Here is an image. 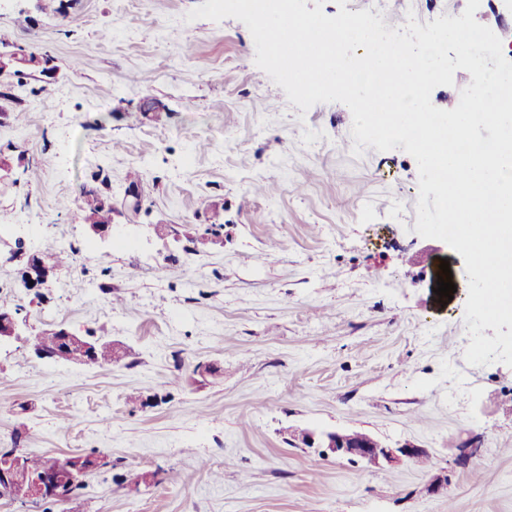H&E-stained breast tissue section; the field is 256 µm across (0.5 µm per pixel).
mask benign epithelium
Listing matches in <instances>:
<instances>
[{"label":"benign epithelium","instance_id":"1","mask_svg":"<svg viewBox=\"0 0 512 512\" xmlns=\"http://www.w3.org/2000/svg\"><path fill=\"white\" fill-rule=\"evenodd\" d=\"M34 64L39 72L50 75L55 71L51 56L22 50L0 49V75L24 74L23 67ZM49 279V267L40 256H28L22 270V287L28 292H40ZM22 320L19 312L0 308V342L21 336ZM51 335L60 337L57 344L34 349L37 357L53 361L67 362L75 349L88 355L93 354L97 341L56 326ZM295 445L305 448H323L339 457L363 461L375 467L395 466L413 461L426 455V449L412 443L390 445L362 432L327 431L316 432L309 429L293 433ZM24 453L15 452L0 458V480L5 482L11 495L24 502H39L46 499L70 500L74 498L73 488L81 484L83 477L101 469L103 460L97 456L76 455L69 463L51 459L40 473L33 477L25 469Z\"/></svg>","mask_w":512,"mask_h":512}]
</instances>
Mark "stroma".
Here are the masks:
<instances>
[{"instance_id": "1", "label": "stroma", "mask_w": 512, "mask_h": 512, "mask_svg": "<svg viewBox=\"0 0 512 512\" xmlns=\"http://www.w3.org/2000/svg\"><path fill=\"white\" fill-rule=\"evenodd\" d=\"M204 2L65 0L49 16L40 0H0L14 46L56 66L0 76L18 107L0 147L22 157L0 186V256L47 239L84 253L39 298L0 279V307L24 320L0 344V448L111 462L70 502L0 497V512H512V367L464 358L468 275L415 231V159L354 156L347 107L289 102L242 22L187 21ZM148 98L164 123L142 112ZM201 140L211 148L199 154ZM133 168L140 213L90 239L84 188L123 206ZM216 221L223 244L200 252L154 229L192 236ZM444 260L456 286L445 304ZM59 324L106 328L127 354L100 366L34 357L31 336ZM207 362L223 376L196 375ZM137 389L141 402L128 401ZM297 428L412 442L429 462L378 469L294 447ZM131 470L156 477L133 490ZM438 474L447 486L424 494Z\"/></svg>"}]
</instances>
